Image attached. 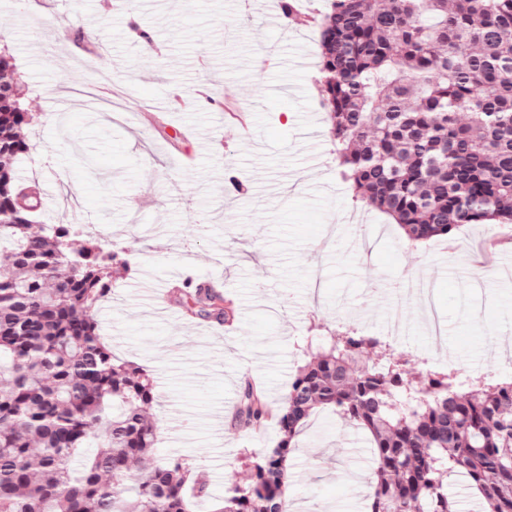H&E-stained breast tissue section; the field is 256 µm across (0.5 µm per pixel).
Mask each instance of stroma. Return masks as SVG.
<instances>
[{
    "mask_svg": "<svg viewBox=\"0 0 512 512\" xmlns=\"http://www.w3.org/2000/svg\"><path fill=\"white\" fill-rule=\"evenodd\" d=\"M267 0H0L9 53L37 118L30 155L40 222L74 224L124 251L95 319L113 354L154 377L155 462L203 471L213 512L244 480L243 454L274 428L225 427L245 379L280 405L320 337L348 328L382 334L406 282L420 280L446 328L430 342L418 300L402 306L393 340L414 381L453 363L468 376L505 373L512 337V224L469 225L412 247L397 225L357 200L336 162L319 91L322 0L270 16ZM297 31L293 40L283 30ZM298 88L294 98L282 87ZM204 129L197 146L180 130ZM220 284L233 326L205 334L180 307L156 314L148 276L176 270ZM288 512H370L375 483L366 433L329 411L298 438Z\"/></svg>",
    "mask_w": 512,
    "mask_h": 512,
    "instance_id": "1",
    "label": "stroma"
}]
</instances>
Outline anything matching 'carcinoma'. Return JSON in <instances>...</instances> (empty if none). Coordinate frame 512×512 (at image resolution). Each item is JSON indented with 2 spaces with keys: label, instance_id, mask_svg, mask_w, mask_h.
<instances>
[{
  "label": "carcinoma",
  "instance_id": "1",
  "mask_svg": "<svg viewBox=\"0 0 512 512\" xmlns=\"http://www.w3.org/2000/svg\"><path fill=\"white\" fill-rule=\"evenodd\" d=\"M319 47L330 134L356 198L411 242L512 223V0H326ZM0 88V512H191L208 484L184 463L151 464L153 379L112 356L94 318L125 259L92 235L74 245L69 224L36 223L39 187L16 173L34 116L7 53ZM175 298L201 319L233 316L203 283ZM387 346L334 334L278 407L244 381L234 425L273 423L278 440L247 457V483L215 512H286L288 461L323 409L370 434V512H457L450 473L484 512H512V379L462 383L430 369L417 390Z\"/></svg>",
  "mask_w": 512,
  "mask_h": 512
}]
</instances>
